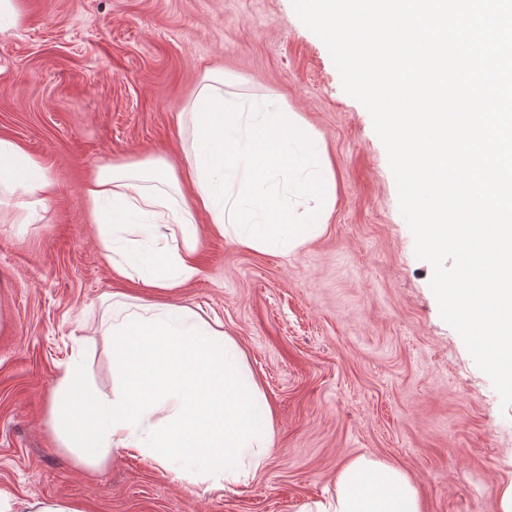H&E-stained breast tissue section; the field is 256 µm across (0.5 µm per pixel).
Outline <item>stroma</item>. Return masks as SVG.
<instances>
[{
  "label": "stroma",
  "instance_id": "35a3bbf8",
  "mask_svg": "<svg viewBox=\"0 0 512 512\" xmlns=\"http://www.w3.org/2000/svg\"><path fill=\"white\" fill-rule=\"evenodd\" d=\"M0 35V134L57 185L41 221L0 225V492L92 512H296L357 456L408 474L425 512H499L512 408L439 315L386 150L292 0H21ZM288 106L320 134L336 180L325 232L299 253L200 232L201 272L159 293L118 277L81 201L98 167L181 149L177 117L204 71ZM124 293L219 319L275 412L266 466L224 489L173 480L137 453L86 473L55 441L56 379L80 359L112 393L102 324Z\"/></svg>",
  "mask_w": 512,
  "mask_h": 512
}]
</instances>
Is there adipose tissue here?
Returning a JSON list of instances; mask_svg holds the SVG:
<instances>
[{
	"mask_svg": "<svg viewBox=\"0 0 512 512\" xmlns=\"http://www.w3.org/2000/svg\"><path fill=\"white\" fill-rule=\"evenodd\" d=\"M232 77L206 70L179 126L191 142L176 157L121 161L83 189L104 253L121 251L119 275L170 290L195 278L199 226L255 252L298 253L321 236L336 204L332 164L299 113L230 93ZM56 192L42 157L0 136V224H32ZM106 333L112 393L68 365L56 382L49 424L88 470L133 448L189 484L238 483L263 469L275 409L239 342L220 322L166 302L114 301ZM297 512H424L405 472L358 456L328 497Z\"/></svg>",
	"mask_w": 512,
	"mask_h": 512,
	"instance_id": "1",
	"label": "adipose tissue"
}]
</instances>
